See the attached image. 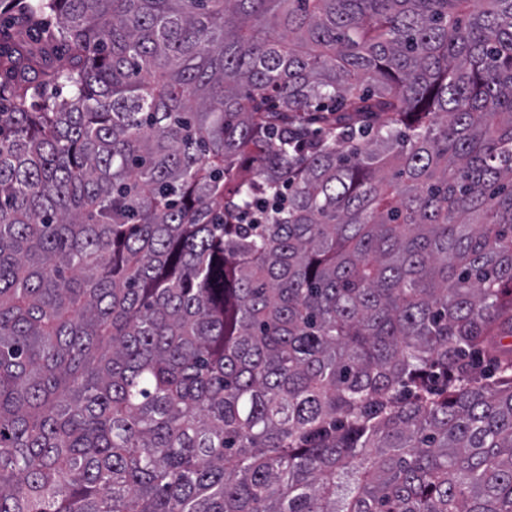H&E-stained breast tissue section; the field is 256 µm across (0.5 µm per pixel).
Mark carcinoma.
<instances>
[{"instance_id":"obj_1","label":"carcinoma","mask_w":512,"mask_h":512,"mask_svg":"<svg viewBox=\"0 0 512 512\" xmlns=\"http://www.w3.org/2000/svg\"><path fill=\"white\" fill-rule=\"evenodd\" d=\"M20 11L0 512H512V0Z\"/></svg>"}]
</instances>
